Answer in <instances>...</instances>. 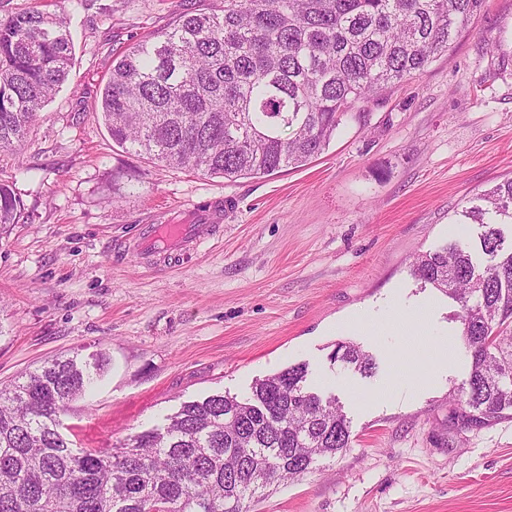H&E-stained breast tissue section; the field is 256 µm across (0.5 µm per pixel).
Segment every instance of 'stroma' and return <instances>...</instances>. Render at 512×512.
I'll list each match as a JSON object with an SVG mask.
<instances>
[{"label":"stroma","instance_id":"obj_1","mask_svg":"<svg viewBox=\"0 0 512 512\" xmlns=\"http://www.w3.org/2000/svg\"><path fill=\"white\" fill-rule=\"evenodd\" d=\"M221 0H0V16H67L74 63L19 150L0 153L25 220L0 229V384L60 356L110 364L63 419L81 448L162 424L182 402L249 395L298 363L336 399L352 443L271 487L251 512H512V419L463 428L449 397L471 357L459 305L410 275L418 254L477 229L460 212L512 177V0H486L451 50L343 117L305 166L233 182L113 146L97 110L117 52ZM174 268L133 251L145 224L195 223ZM408 318L453 345L422 378L391 327ZM372 355L364 377L337 342ZM330 358L364 376L371 375L375 368L373 358L353 342L336 343Z\"/></svg>","mask_w":512,"mask_h":512}]
</instances>
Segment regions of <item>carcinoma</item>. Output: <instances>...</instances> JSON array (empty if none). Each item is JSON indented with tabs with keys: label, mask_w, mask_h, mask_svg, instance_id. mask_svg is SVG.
<instances>
[{
	"label": "carcinoma",
	"mask_w": 512,
	"mask_h": 512,
	"mask_svg": "<svg viewBox=\"0 0 512 512\" xmlns=\"http://www.w3.org/2000/svg\"><path fill=\"white\" fill-rule=\"evenodd\" d=\"M484 0H224L185 15L112 61L98 111L113 144L166 167L227 181L299 168L321 154L360 102L424 71L449 51ZM65 17H0V152L25 140L67 81ZM476 247L449 242L418 256L411 275L460 306L471 372L459 418L512 419V178L462 209ZM23 203L0 182V227ZM331 360L368 376L373 358L339 342ZM107 359L55 358L0 387V512H249L282 480L350 447L334 400L286 367L242 399L185 401L161 427L111 448H76L62 416Z\"/></svg>",
	"instance_id": "cac0c4a2"
}]
</instances>
